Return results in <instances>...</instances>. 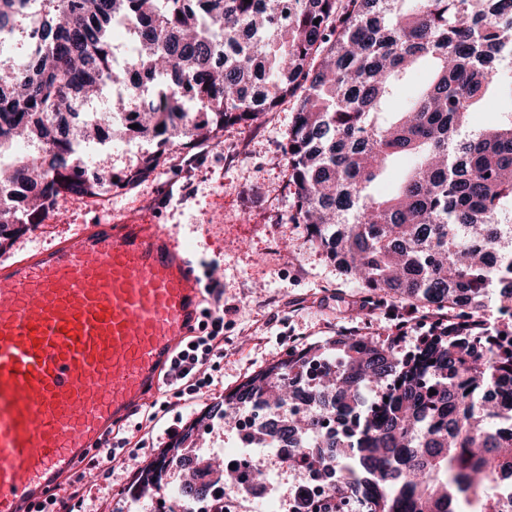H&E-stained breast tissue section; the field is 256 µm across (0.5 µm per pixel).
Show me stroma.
<instances>
[{
    "mask_svg": "<svg viewBox=\"0 0 512 512\" xmlns=\"http://www.w3.org/2000/svg\"><path fill=\"white\" fill-rule=\"evenodd\" d=\"M292 108L287 100L260 122L226 126L220 143H205L192 165L172 150L163 166L127 189L98 199L59 198L37 239L22 238L5 259L112 214L152 209L199 259L217 261L224 285V358L214 371L217 386L197 402L201 409L295 346L340 332L388 336L394 314L419 317L425 310L374 302L292 221L286 154ZM157 441L114 471L89 467L64 479L58 512H93L102 501L111 512H126L132 473L159 457L166 438Z\"/></svg>",
    "mask_w": 512,
    "mask_h": 512,
    "instance_id": "35a3bbf8",
    "label": "stroma"
}]
</instances>
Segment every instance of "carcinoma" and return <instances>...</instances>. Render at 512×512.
Segmentation results:
<instances>
[{
    "label": "carcinoma",
    "instance_id": "1",
    "mask_svg": "<svg viewBox=\"0 0 512 512\" xmlns=\"http://www.w3.org/2000/svg\"><path fill=\"white\" fill-rule=\"evenodd\" d=\"M121 21L138 69L118 67ZM0 253L40 226L61 196H103L163 165L168 150L217 140L287 98L292 219L347 277L380 300L479 319L489 293L512 315V111L480 128L473 112L512 85V0H0ZM428 82L386 111L421 63ZM139 128L134 129L132 125ZM155 145L118 173L93 154ZM398 188L375 193L391 164ZM490 342L443 327L401 355L393 337L333 336L248 378L196 417L143 469L135 497L224 484L199 448L214 420L264 402L280 420L245 448L336 449L334 493L365 512H481L476 488L512 480V331ZM314 382L300 413L299 385ZM435 394H430V390Z\"/></svg>",
    "mask_w": 512,
    "mask_h": 512
}]
</instances>
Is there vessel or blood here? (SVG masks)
<instances>
[{
  "label": "vessel or blood",
  "mask_w": 512,
  "mask_h": 512,
  "mask_svg": "<svg viewBox=\"0 0 512 512\" xmlns=\"http://www.w3.org/2000/svg\"><path fill=\"white\" fill-rule=\"evenodd\" d=\"M188 249L126 213L0 262V512H31L137 413L197 335Z\"/></svg>",
  "instance_id": "1"
}]
</instances>
